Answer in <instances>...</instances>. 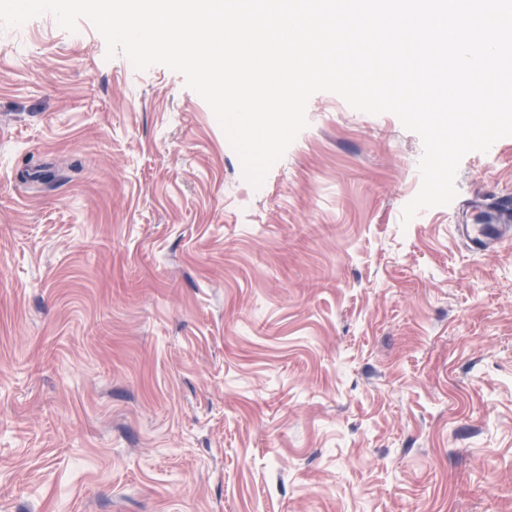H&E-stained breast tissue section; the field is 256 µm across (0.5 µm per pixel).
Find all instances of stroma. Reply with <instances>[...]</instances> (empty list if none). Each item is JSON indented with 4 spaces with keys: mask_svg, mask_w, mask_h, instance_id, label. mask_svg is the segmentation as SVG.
<instances>
[{
    "mask_svg": "<svg viewBox=\"0 0 512 512\" xmlns=\"http://www.w3.org/2000/svg\"><path fill=\"white\" fill-rule=\"evenodd\" d=\"M262 187L87 19L0 27V512H512V137L403 222L422 140L314 94ZM487 207V224L471 225L456 224V230L460 237L464 238L469 247L478 254L490 252L506 240H511V224H501L504 213L512 209L511 198L499 201L493 206Z\"/></svg>",
    "mask_w": 512,
    "mask_h": 512,
    "instance_id": "obj_1",
    "label": "stroma"
}]
</instances>
